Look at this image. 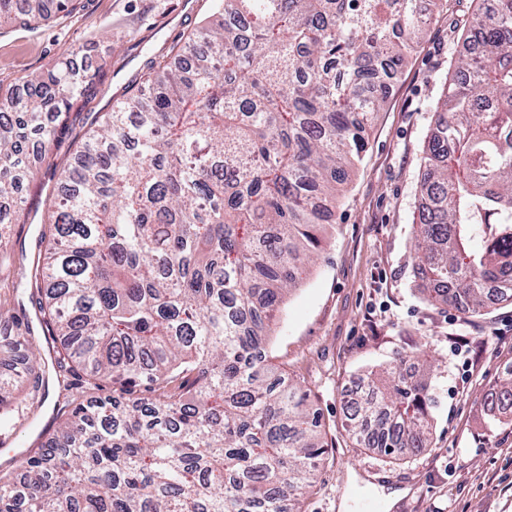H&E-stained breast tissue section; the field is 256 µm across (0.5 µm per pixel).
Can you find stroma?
I'll return each mask as SVG.
<instances>
[{
	"instance_id": "35a3bbf8",
	"label": "stroma",
	"mask_w": 512,
	"mask_h": 512,
	"mask_svg": "<svg viewBox=\"0 0 512 512\" xmlns=\"http://www.w3.org/2000/svg\"><path fill=\"white\" fill-rule=\"evenodd\" d=\"M218 0H77L64 20L0 30V100L23 81L76 61L102 69L93 94L70 112L49 164L19 189L25 218L0 231V305L13 316L0 336L35 319L37 307L17 277L48 248L55 172L75 160L92 122L138 88L149 61L166 58ZM476 0H445L408 64L390 81L368 145L346 185L320 258L287 296L268 355L298 383L324 423L327 445L305 512H360L354 495L378 512H512V414L492 421L484 397L512 369V304L468 316L430 302L411 259L421 204L423 158L443 83L477 12ZM404 360L425 374L435 400L431 445L394 459L352 438L346 406L361 379ZM56 386L24 379L13 394L0 463L52 420ZM399 492L393 506L386 495Z\"/></svg>"
}]
</instances>
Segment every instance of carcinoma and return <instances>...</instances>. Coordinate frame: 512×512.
Instances as JSON below:
<instances>
[{
	"label": "carcinoma",
	"mask_w": 512,
	"mask_h": 512,
	"mask_svg": "<svg viewBox=\"0 0 512 512\" xmlns=\"http://www.w3.org/2000/svg\"><path fill=\"white\" fill-rule=\"evenodd\" d=\"M441 2L224 0V22L96 122L58 178L49 251L20 272L64 350L54 375L89 382L47 450L0 474V512H301L326 444L308 393L264 354L266 327ZM478 2L435 106L414 241L430 297L466 315L512 302V0ZM75 9L0 0V30ZM94 78L67 64L0 101V226ZM32 339L27 324L0 339V362ZM388 375L346 406L350 431L420 452L427 382ZM141 386L155 397H131ZM511 410L512 371L487 403L494 421Z\"/></svg>",
	"instance_id": "carcinoma-1"
}]
</instances>
